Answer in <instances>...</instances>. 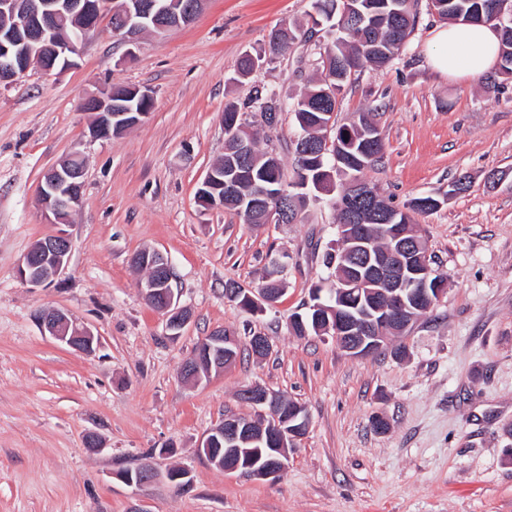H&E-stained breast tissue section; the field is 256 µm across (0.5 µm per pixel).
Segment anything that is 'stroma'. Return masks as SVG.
<instances>
[{"label":"stroma","mask_w":512,"mask_h":512,"mask_svg":"<svg viewBox=\"0 0 512 512\" xmlns=\"http://www.w3.org/2000/svg\"><path fill=\"white\" fill-rule=\"evenodd\" d=\"M412 2L418 22L405 46L386 66L352 75L336 122L377 112L383 156L363 178L393 206L440 199L413 222L448 291L367 358L289 326L313 286L334 285L321 260L336 238L329 201L310 202L295 223L261 226L195 201L224 156L225 104L255 87L283 102L277 124L257 125L258 147L293 178V107L318 75L325 41L296 43L244 82L234 75L271 30L308 28L312 0H206L191 25L131 47L104 25L64 73L34 65L0 87V512H512V77L435 72L427 43L441 20L430 0ZM494 79L498 90L487 91ZM108 86L151 89L152 107L127 133L93 141L81 105ZM76 150L86 170L66 228L69 267L34 288L18 265L55 231L38 189ZM462 175L468 189L452 192ZM144 249L168 258L192 312L177 337L144 299V274L131 263ZM278 255L287 291L275 306L253 315L225 298L226 280L255 287ZM51 309L98 336L95 354L42 333L36 316ZM221 328L244 344L265 335L271 350L183 380V361ZM254 382L309 415L276 479L224 473L200 450L225 416L252 415L237 393ZM377 414L386 431L374 429ZM90 433L100 439L93 451ZM147 456L155 482L119 478ZM174 467L190 471L188 491L166 480Z\"/></svg>","instance_id":"obj_1"}]
</instances>
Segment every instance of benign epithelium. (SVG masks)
<instances>
[{
  "label": "benign epithelium",
  "mask_w": 512,
  "mask_h": 512,
  "mask_svg": "<svg viewBox=\"0 0 512 512\" xmlns=\"http://www.w3.org/2000/svg\"><path fill=\"white\" fill-rule=\"evenodd\" d=\"M205 0H195L186 11L162 10L156 0H0V84L9 83L36 62L48 72L66 71L101 20H117L111 30L128 44H135L142 31L163 32L173 27L191 24L204 6ZM132 95L145 101L142 109L128 108L112 111V89L90 95L83 110L94 114L89 126L92 139L118 136L139 125L149 114L153 96L146 89L134 88ZM84 165L82 156L75 153L52 167L44 175L39 188L38 203L47 223L60 230L38 242L18 266L21 280L33 287L54 281L68 267L72 250L69 234L62 227L69 225L70 213L81 201ZM221 185L228 195L238 196L241 203L251 199L266 202L264 221L282 224L289 215L288 197L295 196L281 183L261 186L247 183L246 174L232 171L225 177L211 168L197 191L198 202L210 208L216 198L210 195ZM344 246L355 252L360 263L353 277L336 286V305L317 302L311 307L314 319L324 321L319 332L329 333L336 344L352 357L365 358L383 348L389 337L408 329L419 317L421 304L430 306L447 293L446 281L432 269L426 249L416 238L408 237L403 225L393 224L387 233L388 247L375 251L374 238L362 224L341 225ZM152 270L143 285L144 298L154 310L166 318V327L177 336L187 326L192 313L180 304V297L171 285L172 274L168 260L153 251L149 255ZM235 296L242 299L239 306L250 313H262L273 303L270 292L241 289ZM42 332L72 349L92 355L98 348V338L84 326L73 322L61 310L41 312L36 316ZM202 354L209 357L205 367L196 365L190 357L181 367L188 379L222 372L239 355L240 338L229 330H215L202 338ZM240 396L255 408L258 417L228 416L213 427L202 443L209 449L220 439L229 448L267 441L271 447L268 459L256 466L241 462H212L224 467V473L248 471L256 479L280 476L287 467L288 447L306 431L308 414L296 404L283 406L286 397L260 384L240 389ZM166 479L180 490L192 485L187 470H170Z\"/></svg>",
  "instance_id": "7a95c632"
}]
</instances>
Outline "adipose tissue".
<instances>
[{"label":"adipose tissue","instance_id":"ef3b65f1","mask_svg":"<svg viewBox=\"0 0 512 512\" xmlns=\"http://www.w3.org/2000/svg\"><path fill=\"white\" fill-rule=\"evenodd\" d=\"M500 35L489 24L450 23L434 29L429 42L433 69L451 78L475 79L498 58Z\"/></svg>","mask_w":512,"mask_h":512}]
</instances>
